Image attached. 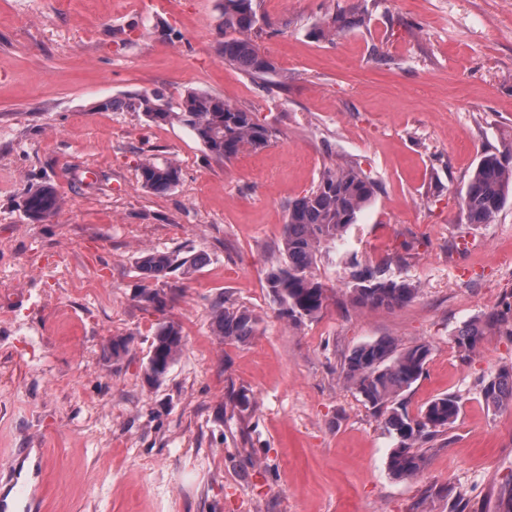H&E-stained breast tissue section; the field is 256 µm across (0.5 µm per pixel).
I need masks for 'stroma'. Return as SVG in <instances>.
Here are the masks:
<instances>
[{"label":"stroma","mask_w":512,"mask_h":512,"mask_svg":"<svg viewBox=\"0 0 512 512\" xmlns=\"http://www.w3.org/2000/svg\"><path fill=\"white\" fill-rule=\"evenodd\" d=\"M256 42L276 67L259 88L217 47L221 0H0V460L17 457L45 512H507L512 407L481 382L512 366V326L476 352L464 323L512 306V201L467 223L466 183L512 143V0H257ZM359 11L363 26L329 31ZM162 90L220 95L275 131L224 162L181 124L106 109ZM174 163L165 193L143 160ZM355 163L377 193L317 274L313 319L282 317L266 289L289 200L329 167ZM56 184L44 222L24 190ZM206 254L174 272L162 310L139 301L149 249ZM391 259L413 302L354 306L350 259ZM252 310L254 336H214L210 303ZM183 331L165 380H146L158 323ZM129 348L112 357L109 343ZM426 343L424 373L400 399L419 416L453 394L462 410L398 479L396 441L342 376L356 347ZM140 180L145 188L158 193L170 190L179 179V169L173 164L159 165L145 160L139 166Z\"/></svg>","instance_id":"1"}]
</instances>
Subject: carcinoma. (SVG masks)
<instances>
[{
	"label": "carcinoma",
	"mask_w": 512,
	"mask_h": 512,
	"mask_svg": "<svg viewBox=\"0 0 512 512\" xmlns=\"http://www.w3.org/2000/svg\"><path fill=\"white\" fill-rule=\"evenodd\" d=\"M221 9L224 42L219 44V52L224 55V63L254 81L275 73L272 61L250 37L258 24L255 0H222ZM108 106L141 112L154 123L177 121L219 160H230L246 149L261 150L273 137L272 129L257 122L253 113L204 91H188L176 111L158 89L112 100ZM139 171L142 185L158 193L170 190L179 179V168L173 164L145 160ZM376 191L377 184L362 169L345 164L325 170L306 194L288 203L280 242L283 262L266 277L268 294L283 316L300 322L317 317L326 306L327 288L315 274L318 257L323 249L337 246ZM511 191L512 144L497 153L484 154L473 171L461 202L467 223H490L505 206ZM59 200L56 186L45 183L26 190L20 206L31 221L43 222L55 214ZM205 262V255L192 249H156L141 254L136 268L148 285L141 289L140 301L154 308L164 306V291L151 284L162 282L177 270L191 275ZM388 267L389 263L384 262L351 272L349 293L354 305L393 309L416 298L418 288L405 279L387 275ZM501 322L497 313L475 319L457 331L455 342L463 351L473 352L485 331ZM256 326L257 320L250 311L225 306L224 296L211 302L214 335L244 341L253 335ZM182 343L179 326L172 322L158 325L148 357L146 379L150 385L156 386L165 379ZM429 354L430 346L425 343L400 349L393 340L380 338L356 347L343 366L344 379L384 415V425L397 441L388 457V470L397 478H410L421 471L425 457L417 444L448 428L461 411V400L454 395L432 400L419 419L410 417L401 405V393L422 376ZM481 393L495 407H511L512 368H502L482 381Z\"/></svg>",
	"instance_id": "1"
}]
</instances>
